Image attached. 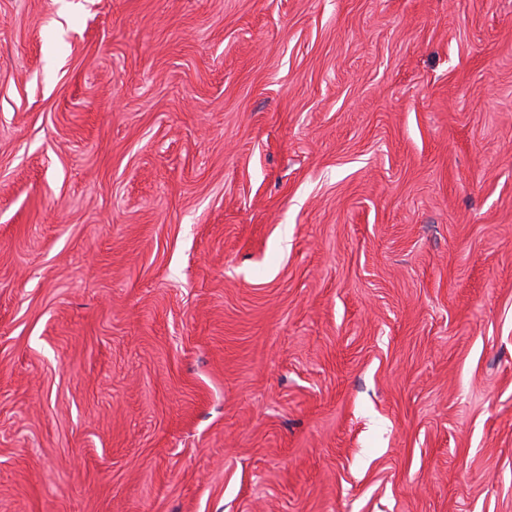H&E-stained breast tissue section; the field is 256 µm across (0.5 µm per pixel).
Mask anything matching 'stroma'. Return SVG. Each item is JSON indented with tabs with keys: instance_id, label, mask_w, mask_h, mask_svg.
I'll return each instance as SVG.
<instances>
[{
	"instance_id": "35a3bbf8",
	"label": "stroma",
	"mask_w": 512,
	"mask_h": 512,
	"mask_svg": "<svg viewBox=\"0 0 512 512\" xmlns=\"http://www.w3.org/2000/svg\"><path fill=\"white\" fill-rule=\"evenodd\" d=\"M0 512H512V0H0Z\"/></svg>"
}]
</instances>
